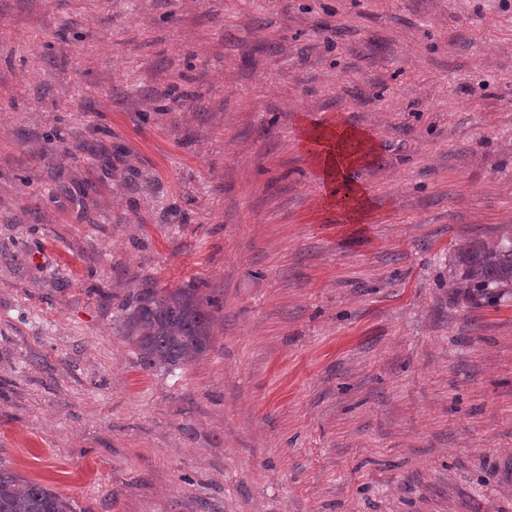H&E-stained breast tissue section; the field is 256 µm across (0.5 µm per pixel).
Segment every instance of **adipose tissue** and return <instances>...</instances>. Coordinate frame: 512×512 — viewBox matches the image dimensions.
Here are the masks:
<instances>
[{"mask_svg": "<svg viewBox=\"0 0 512 512\" xmlns=\"http://www.w3.org/2000/svg\"><path fill=\"white\" fill-rule=\"evenodd\" d=\"M364 135L351 127L341 126L330 137L312 144L313 158L319 171L328 205H335L338 197H346L348 221L364 223L371 211V201L363 187L351 182L350 171L360 165L364 156L359 147Z\"/></svg>", "mask_w": 512, "mask_h": 512, "instance_id": "adipose-tissue-1", "label": "adipose tissue"}]
</instances>
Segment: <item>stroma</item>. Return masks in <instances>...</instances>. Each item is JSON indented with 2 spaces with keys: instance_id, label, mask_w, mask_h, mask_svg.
Instances as JSON below:
<instances>
[{
  "instance_id": "stroma-1",
  "label": "stroma",
  "mask_w": 512,
  "mask_h": 512,
  "mask_svg": "<svg viewBox=\"0 0 512 512\" xmlns=\"http://www.w3.org/2000/svg\"><path fill=\"white\" fill-rule=\"evenodd\" d=\"M187 94L173 101L171 90ZM371 139L339 223L304 127ZM512 0H0V469L75 512H512ZM213 298L146 367L133 289ZM462 269L460 288H474L482 294H493L498 288H512V236L495 243L472 239L458 251Z\"/></svg>"
}]
</instances>
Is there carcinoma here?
Segmentation results:
<instances>
[{
    "mask_svg": "<svg viewBox=\"0 0 512 512\" xmlns=\"http://www.w3.org/2000/svg\"><path fill=\"white\" fill-rule=\"evenodd\" d=\"M458 288L490 294L512 288V236L495 243L472 239L458 251ZM195 288H138L121 304L124 336L149 368L174 369L209 351L214 317ZM0 512H74L47 486L0 470Z\"/></svg>",
    "mask_w": 512,
    "mask_h": 512,
    "instance_id": "obj_1",
    "label": "carcinoma"
}]
</instances>
